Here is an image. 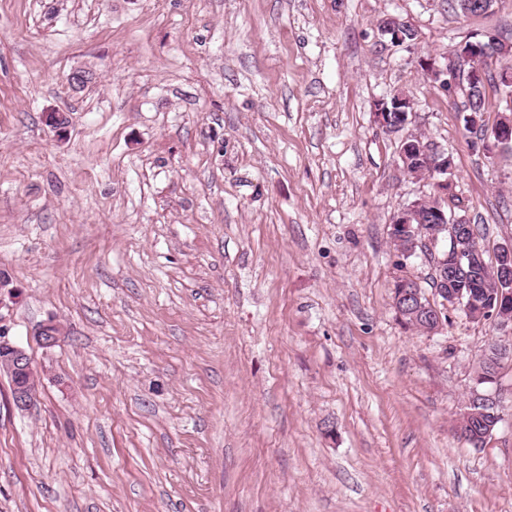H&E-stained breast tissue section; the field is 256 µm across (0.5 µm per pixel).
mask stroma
Returning <instances> with one entry per match:
<instances>
[{
    "label": "stroma",
    "instance_id": "obj_1",
    "mask_svg": "<svg viewBox=\"0 0 512 512\" xmlns=\"http://www.w3.org/2000/svg\"><path fill=\"white\" fill-rule=\"evenodd\" d=\"M476 35L512 65V0H0V319L50 371L26 412L0 377V512H512V358L485 447L455 433L512 327L398 318L400 277L438 299L429 255L391 241L435 187L375 117L411 99L493 259L512 151L482 138L505 104L465 130L424 72Z\"/></svg>",
    "mask_w": 512,
    "mask_h": 512
}]
</instances>
